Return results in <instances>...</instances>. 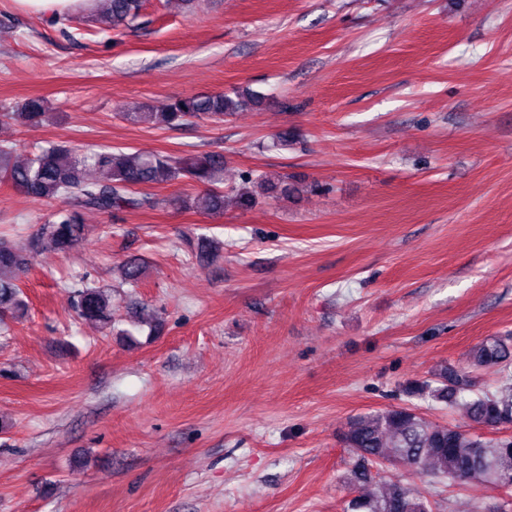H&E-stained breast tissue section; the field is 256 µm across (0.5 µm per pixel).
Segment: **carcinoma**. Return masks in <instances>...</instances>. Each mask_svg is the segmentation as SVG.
Here are the masks:
<instances>
[{
    "label": "carcinoma",
    "mask_w": 512,
    "mask_h": 512,
    "mask_svg": "<svg viewBox=\"0 0 512 512\" xmlns=\"http://www.w3.org/2000/svg\"><path fill=\"white\" fill-rule=\"evenodd\" d=\"M106 8L98 13L108 28L119 31L141 15L143 0H103ZM264 94L249 88L229 93L193 95L176 99L163 108L141 106L124 113L134 125L175 128L192 119L220 121L245 110H259L266 103ZM50 106L41 98H31L15 112L0 115L19 124H38L48 118ZM12 146H0V180L37 202L64 201L53 212L24 248L0 238V324L27 310L19 283L38 255L68 252L84 242L90 227L83 223L82 211L110 213L123 209H153L162 200L138 194L135 188L170 184L181 178L210 186L203 195L183 201L184 207L209 216L224 214L222 181L224 157L204 153L175 158L164 153L87 152L75 145L49 142L18 161ZM246 186L234 195L237 208L249 210L262 198L288 197L296 191L286 178L268 175L244 176ZM143 275L137 258L122 267L124 283L136 287ZM74 308L84 321L115 329L112 293L86 283L74 295ZM470 367L512 366V336L486 339L470 352ZM438 386H432V383ZM471 371L441 367L434 381L417 383L411 393L420 398L434 397L460 402L465 417L482 426L512 422V385L465 399L475 391ZM344 445L356 460L347 484L358 494L345 502L343 512H430L427 500L400 482H383L374 490L370 467L384 462H402L413 471L440 481L512 491V437L483 440L465 431L435 424L410 407H396L357 417L344 435Z\"/></svg>",
    "instance_id": "1"
}]
</instances>
